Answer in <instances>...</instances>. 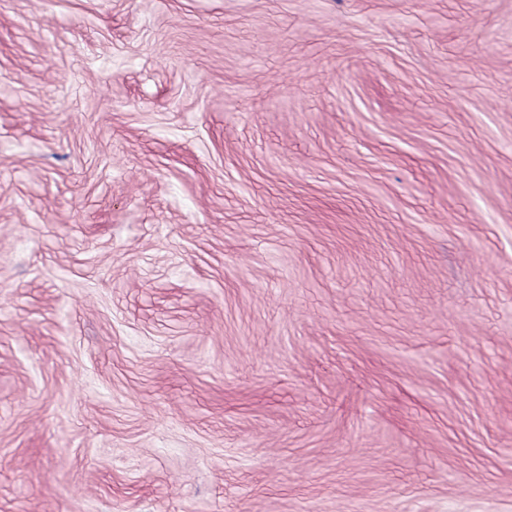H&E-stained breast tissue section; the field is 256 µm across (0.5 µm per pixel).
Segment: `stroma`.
Listing matches in <instances>:
<instances>
[{"label":"stroma","instance_id":"obj_1","mask_svg":"<svg viewBox=\"0 0 512 512\" xmlns=\"http://www.w3.org/2000/svg\"><path fill=\"white\" fill-rule=\"evenodd\" d=\"M0 512H512V0H0Z\"/></svg>","mask_w":512,"mask_h":512}]
</instances>
